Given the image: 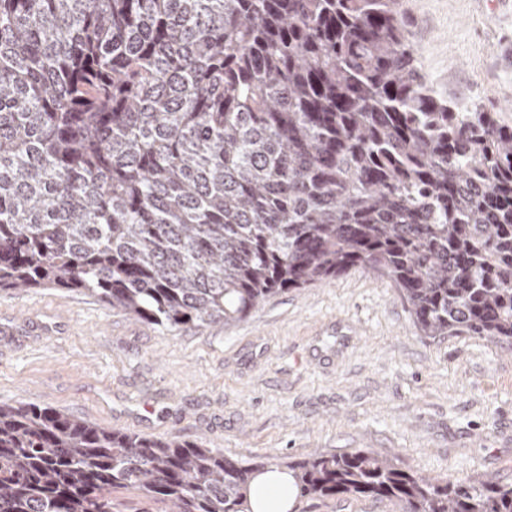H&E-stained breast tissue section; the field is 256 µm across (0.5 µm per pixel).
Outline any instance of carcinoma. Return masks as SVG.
I'll return each instance as SVG.
<instances>
[{"mask_svg":"<svg viewBox=\"0 0 512 512\" xmlns=\"http://www.w3.org/2000/svg\"><path fill=\"white\" fill-rule=\"evenodd\" d=\"M355 267L423 335L512 347V127L435 94L401 0H0V292L201 326ZM285 468L306 499L512 512V483L372 450ZM263 471L0 403V512H250ZM114 504V511H113ZM165 504L154 503L137 497L134 493L112 491L113 512H164Z\"/></svg>","mask_w":512,"mask_h":512,"instance_id":"1","label":"carcinoma"}]
</instances>
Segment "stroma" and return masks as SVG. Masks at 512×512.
Returning <instances> with one entry per match:
<instances>
[{
    "instance_id": "obj_1",
    "label": "stroma",
    "mask_w": 512,
    "mask_h": 512,
    "mask_svg": "<svg viewBox=\"0 0 512 512\" xmlns=\"http://www.w3.org/2000/svg\"><path fill=\"white\" fill-rule=\"evenodd\" d=\"M402 7L440 96L512 126V0ZM0 402L268 466L371 449L425 476L512 481V350L423 336L394 283L364 268L203 327L157 326L60 288L0 293ZM295 508L391 512L353 496Z\"/></svg>"
}]
</instances>
